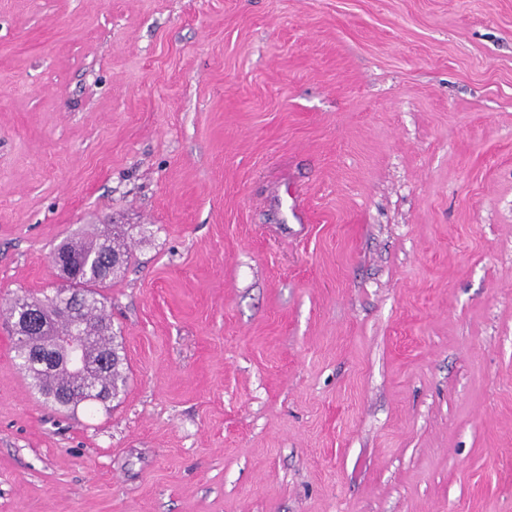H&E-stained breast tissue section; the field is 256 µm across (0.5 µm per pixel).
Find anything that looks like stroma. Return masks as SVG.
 <instances>
[{
	"instance_id": "obj_1",
	"label": "stroma",
	"mask_w": 512,
	"mask_h": 512,
	"mask_svg": "<svg viewBox=\"0 0 512 512\" xmlns=\"http://www.w3.org/2000/svg\"><path fill=\"white\" fill-rule=\"evenodd\" d=\"M102 224L73 416L2 312ZM0 512H512V0H0Z\"/></svg>"
}]
</instances>
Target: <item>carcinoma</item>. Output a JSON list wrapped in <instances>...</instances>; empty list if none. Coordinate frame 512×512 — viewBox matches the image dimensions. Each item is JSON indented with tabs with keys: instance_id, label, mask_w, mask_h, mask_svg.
<instances>
[{
	"instance_id": "carcinoma-1",
	"label": "carcinoma",
	"mask_w": 512,
	"mask_h": 512,
	"mask_svg": "<svg viewBox=\"0 0 512 512\" xmlns=\"http://www.w3.org/2000/svg\"><path fill=\"white\" fill-rule=\"evenodd\" d=\"M128 252L117 231L104 226L90 239L67 238L54 249L53 263L59 276L67 282L74 314L56 308L55 299L42 300L31 294L16 297L10 309L13 319L23 320L28 308L39 310L40 323L32 338L15 342L20 367L32 376L51 377L47 383L36 382L37 391L58 409L74 414L81 408L101 406L110 410V403L125 385L123 358L112 336V320L104 313L101 289L112 282L114 274L127 263ZM82 325L87 336L84 355L78 367L60 364L50 336L71 335L74 323ZM97 383L103 396L90 400L84 388Z\"/></svg>"
}]
</instances>
